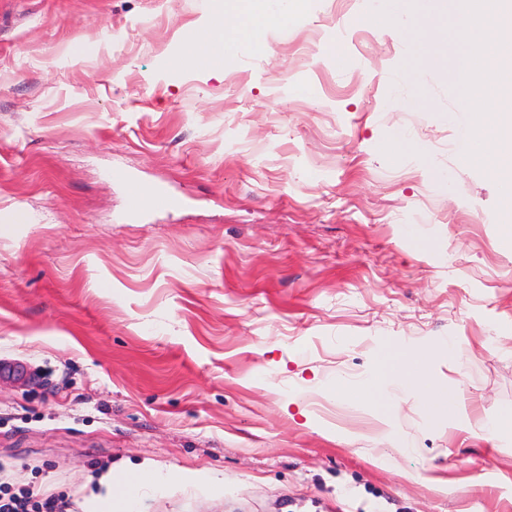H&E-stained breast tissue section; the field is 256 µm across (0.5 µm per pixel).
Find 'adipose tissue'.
<instances>
[{
    "instance_id": "obj_1",
    "label": "adipose tissue",
    "mask_w": 512,
    "mask_h": 512,
    "mask_svg": "<svg viewBox=\"0 0 512 512\" xmlns=\"http://www.w3.org/2000/svg\"><path fill=\"white\" fill-rule=\"evenodd\" d=\"M301 0H225L224 11L216 15L210 25L207 38L186 37L183 46L184 59H207L214 72H222L225 65L224 46H234L246 51L261 52L266 47L264 31L267 27L287 23L295 15ZM395 353H387L384 361L361 384L362 391L377 400L389 411L396 410L401 394L417 390L423 395L429 410L436 415L444 410L460 414V398L432 389L429 381L418 372L408 377L395 378L389 363ZM131 480L124 485L122 495H115L111 475L100 478L99 492L91 493L82 503V512H136L140 496L148 491H163L174 486L193 485L208 493L224 490L222 478L210 473L163 472L151 463H142L130 474Z\"/></svg>"
}]
</instances>
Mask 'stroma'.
I'll return each instance as SVG.
<instances>
[{"mask_svg":"<svg viewBox=\"0 0 512 512\" xmlns=\"http://www.w3.org/2000/svg\"><path fill=\"white\" fill-rule=\"evenodd\" d=\"M223 7L0 0V364L39 375L0 378V483L75 506L151 461L224 491L138 512H512V439L480 430L512 410L504 188L458 155L449 72L359 25L374 0H311L220 74L180 60ZM133 183L181 204L131 210ZM393 349L468 429L359 395Z\"/></svg>","mask_w":512,"mask_h":512,"instance_id":"obj_1","label":"stroma"}]
</instances>
